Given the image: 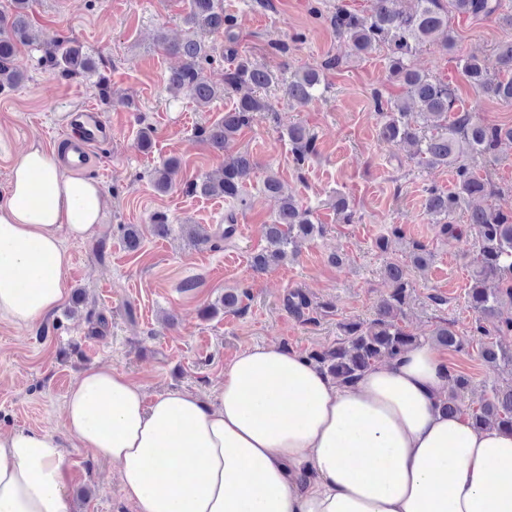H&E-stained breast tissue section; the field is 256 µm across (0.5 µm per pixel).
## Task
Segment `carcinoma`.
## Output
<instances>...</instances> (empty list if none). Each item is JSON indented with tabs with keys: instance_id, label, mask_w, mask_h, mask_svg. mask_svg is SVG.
<instances>
[{
	"instance_id": "obj_1",
	"label": "carcinoma",
	"mask_w": 512,
	"mask_h": 512,
	"mask_svg": "<svg viewBox=\"0 0 512 512\" xmlns=\"http://www.w3.org/2000/svg\"><path fill=\"white\" fill-rule=\"evenodd\" d=\"M398 0H375L369 16H362L341 7L329 18L336 33L352 45L359 55L368 54L382 46L386 49L388 72L391 79L404 89L407 101L375 99L379 117V139L394 145L412 147V157L425 166H451L455 171L454 190L445 193L436 188L427 189L426 213L441 232L451 240L460 241L470 230H475L479 249L473 257L472 274L467 287V299L476 313L473 335L490 336L492 332H512V315L503 316V309L512 307V212L506 214L490 206L473 207L468 211L467 224L461 225L454 217L463 205L477 197L493 196L497 188L491 179L480 176L474 164L479 160H495L501 144L512 141V126L485 124L471 112H461L450 119L448 114L458 108L455 88L415 69L412 58L425 44H436L444 50L454 45V36L448 22V8L461 15L493 18L512 28V13H502L501 0H416L417 9L405 12L397 8ZM29 0H9L8 8L0 10V91L10 89L23 79L16 60L19 47L30 41L27 11ZM190 28L200 31H224L228 42L235 40L232 18L224 15L218 0H189L185 18ZM164 50L182 59L179 68L170 72L167 84L175 93H186L197 106L205 108L244 87L265 88L276 77L267 67L226 49L230 66L224 73V85L210 84L203 74V64L215 52L205 42L187 38L171 44L160 41ZM44 61L64 77L89 75L96 72L92 60L71 41L52 37L44 42ZM339 65L336 58L322 64V68L301 67L281 80L288 99L307 105L327 91L322 70ZM461 69L467 81L483 95L506 105H512V40L498 45L491 58L470 56L462 60ZM272 111L271 103L247 93L237 98L233 108L224 117L200 130L202 140L221 151L224 144L242 129L250 126L255 114ZM423 118L427 127H421L412 113ZM288 142L297 166H303L315 151V136L303 125H290ZM180 167L176 159L169 160L154 171L152 181L160 192L172 185L173 175ZM253 162L243 152L224 159V169L217 178L203 177L188 184L192 193L219 196L246 205L244 187L250 179ZM263 192L279 200V209L270 222L262 225L267 247L251 256V265L265 271L273 265L297 255L300 244L324 231L314 216L313 209L303 206L295 197L283 192L279 178L269 174L263 180ZM432 258L427 246L413 244L412 265L425 268ZM390 292L377 303L376 317L369 323L348 322L341 325L343 339L336 347L314 352L310 359L341 384L351 383L382 356L393 358L403 351L422 344L419 337L407 332L401 322L404 305L409 297L412 281L406 268L390 262L385 269ZM494 281L497 287H487ZM433 340L447 348L459 347L456 334L446 324L436 327ZM479 357L490 367L501 364L512 367V353L507 354L493 343L480 347ZM454 390L440 403L450 414H463L480 428L490 423L512 430V385L506 389L494 387L491 398L478 407H465L461 394L468 380L449 374Z\"/></svg>"
}]
</instances>
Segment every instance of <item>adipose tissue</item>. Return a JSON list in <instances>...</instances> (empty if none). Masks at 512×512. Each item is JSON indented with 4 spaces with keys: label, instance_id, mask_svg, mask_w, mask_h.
<instances>
[{
    "label": "adipose tissue",
    "instance_id": "obj_1",
    "mask_svg": "<svg viewBox=\"0 0 512 512\" xmlns=\"http://www.w3.org/2000/svg\"><path fill=\"white\" fill-rule=\"evenodd\" d=\"M99 185L31 147L0 201V317L19 327L67 293L60 235L95 232ZM448 364L424 344L339 384L307 357L250 346L215 400L147 397L115 368L83 372L63 428L113 464L135 512H512V432L439 404ZM56 435L0 429V512H70Z\"/></svg>",
    "mask_w": 512,
    "mask_h": 512
}]
</instances>
